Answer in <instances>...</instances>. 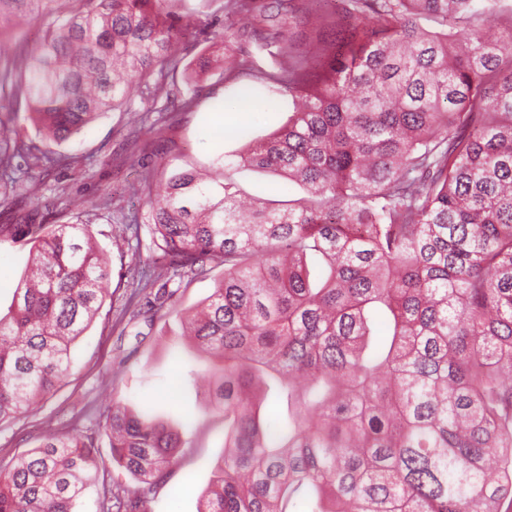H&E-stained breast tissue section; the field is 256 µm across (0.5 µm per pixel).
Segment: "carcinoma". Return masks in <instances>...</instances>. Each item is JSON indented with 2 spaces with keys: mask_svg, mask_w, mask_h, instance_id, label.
<instances>
[{
  "mask_svg": "<svg viewBox=\"0 0 512 512\" xmlns=\"http://www.w3.org/2000/svg\"><path fill=\"white\" fill-rule=\"evenodd\" d=\"M249 17L281 132L213 171L142 179L144 221L174 277L224 267L184 314L206 355L224 455L197 512H499L512 499V12L500 0H340L336 39L288 38L314 0H219ZM190 0H0V84L42 139L71 140L135 98L178 111L213 67L194 64ZM430 20L440 26L428 30ZM42 35L29 45L23 28ZM71 158L0 118V172ZM270 172L305 196L243 201L229 170ZM30 265L0 316V423L34 409L69 368L110 277L89 225L3 224ZM112 462L146 492L183 434L150 404L103 412ZM96 439L47 433L0 465V512H76Z\"/></svg>",
  "mask_w": 512,
  "mask_h": 512,
  "instance_id": "obj_1",
  "label": "carcinoma"
}]
</instances>
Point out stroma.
<instances>
[{
    "mask_svg": "<svg viewBox=\"0 0 512 512\" xmlns=\"http://www.w3.org/2000/svg\"><path fill=\"white\" fill-rule=\"evenodd\" d=\"M200 47L221 57L240 55L237 34L241 22L224 18L217 6L198 16ZM223 37L211 41L212 32ZM258 69L227 68L201 80L196 102L187 112L164 115L145 112L132 101L127 112L106 113L64 147L72 156L68 167L49 169L40 177L36 199H29L28 180L14 194L0 197V225L20 224L32 217L53 224L80 216L89 224L107 255L109 294L91 326L73 344L70 368L58 390L33 411L0 426V464L34 448L47 428L68 434L92 430L98 437V457L109 460L110 441L104 430L105 404L118 401L139 407L156 404L174 425L183 427L188 444L167 481L152 493L151 512H197L224 448V421L201 394L196 377L205 367L198 352L181 335L177 314L152 318L150 311L126 310L134 291L135 271H151L159 256L153 227L138 222L143 201L130 193L146 172L169 168H201L219 155L242 152L253 141L267 138L287 125L292 98L287 92L266 93L261 72L270 68L268 53L258 55ZM261 101V111L245 121L224 125L227 112ZM231 175L249 196L288 203L303 196L295 184L268 173L241 167ZM112 196V206L98 209L94 200ZM29 247L22 241H0V313H8L15 288L26 267ZM138 489L129 474L115 468L92 472L78 512H103L105 488Z\"/></svg>",
    "mask_w": 512,
    "mask_h": 512,
    "instance_id": "stroma-1",
    "label": "stroma"
}]
</instances>
